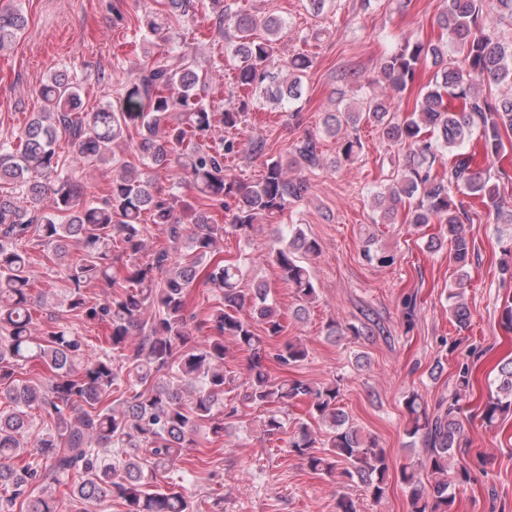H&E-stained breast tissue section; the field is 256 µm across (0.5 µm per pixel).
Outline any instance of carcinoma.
Listing matches in <instances>:
<instances>
[{"mask_svg":"<svg viewBox=\"0 0 512 512\" xmlns=\"http://www.w3.org/2000/svg\"><path fill=\"white\" fill-rule=\"evenodd\" d=\"M200 5L215 14L219 30L231 35L233 79L240 94L224 107L226 132L240 129L257 99L287 107L288 119L299 121L301 76L313 59L305 53L276 57L285 20L232 12L224 0H167L168 11L143 16L139 30L163 36L170 50L126 82L119 106L81 112V83L55 74L39 88L40 111L14 139L0 142V183L12 186L11 192H0V397L6 399L0 401V512H57L53 497L34 495L37 482L64 486L73 501L86 506L111 496L125 503L126 512H193L190 497L159 478L196 443L202 424L210 423L214 435L224 434L238 415L237 405L224 401V395L239 388L242 400L265 408L261 424L268 437L287 431L288 404L308 403L317 425L296 422L288 438L290 452L312 473L338 476L376 503L386 496L390 460L377 438L364 434L339 406V386L271 375L268 362L296 365L307 359L308 350L284 336L265 284L243 288L241 261L221 257L218 242L224 235L248 238L263 216L301 200L306 183L290 178L288 166L316 169L321 152L317 136L309 133L292 144L287 163L269 154L259 136L243 142L229 135L210 143L214 112L207 75L178 27ZM25 25L20 9L0 11V51L18 41ZM438 25L442 34L436 41L399 44L380 64V77L349 73L364 82L367 92L356 106L325 113L323 127L336 138L338 164L358 157L364 121L406 149L409 158L393 183L374 195L375 207L389 224L401 206L408 224L444 225L427 249L448 247L449 260L458 266L448 314L463 330L471 325L462 285L472 226L469 210L454 191L480 201L493 223L507 227L503 252L509 259L501 261L499 274L512 280V205L503 202L497 180L476 160L478 153L492 161L507 150L512 39L497 35L485 0H445ZM428 63L436 68L432 83L419 93L413 111L398 115L394 98L412 88ZM381 83L391 94L375 91ZM500 85L509 93L483 90ZM132 129L138 135L131 149L135 164L113 149ZM244 149L264 159L265 172L256 183L226 173V160ZM443 162L448 167L435 171V164ZM87 164L112 167L106 193L94 201L86 199L80 177ZM158 170L190 179L194 201L160 196L153 183ZM46 192L53 198L49 209L42 205ZM221 203L229 211L226 224L211 216V207ZM147 213L165 234L164 246L149 255ZM72 249L80 251L79 258H71ZM319 252L318 242L297 225L269 248L282 279L302 302L298 317L317 298L316 281L303 260ZM39 258L64 267L66 312L106 323L102 353L89 354L84 338L65 326L32 334L29 268ZM99 281L112 288V295L91 305L84 288ZM200 283L219 293L221 305L196 323L187 314V298ZM258 321L264 324L263 337L255 333ZM195 330L206 331V339L191 346ZM226 337L249 353L241 384L226 365ZM273 339L277 343L268 346ZM32 362L43 367L39 383L17 375ZM172 369L185 389L165 383L164 373ZM498 371L495 393L482 411L489 427L512 410V358ZM469 384V367L462 366L450 400L431 409L415 393L406 398V434L425 445L424 459L399 469L409 489L410 512H451L448 460L462 452L459 397ZM34 407L42 411V430L27 461L21 438Z\"/></svg>","mask_w":512,"mask_h":512,"instance_id":"1","label":"carcinoma"}]
</instances>
